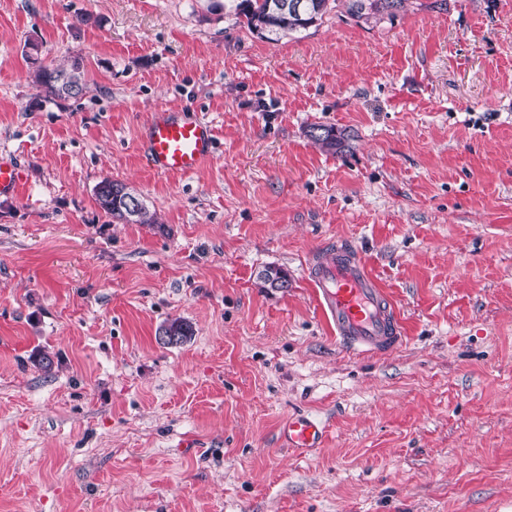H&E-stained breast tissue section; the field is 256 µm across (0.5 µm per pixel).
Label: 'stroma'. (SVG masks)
I'll list each match as a JSON object with an SVG mask.
<instances>
[{
  "mask_svg": "<svg viewBox=\"0 0 512 512\" xmlns=\"http://www.w3.org/2000/svg\"><path fill=\"white\" fill-rule=\"evenodd\" d=\"M77 55L83 95L46 98L35 70ZM161 109L212 121L208 166H148ZM1 154L24 179L0 197V512H512V0L274 43L209 0H0ZM106 177L158 223L105 215ZM337 242L397 350L322 318L306 265ZM296 414L321 448L283 444ZM309 136L322 149L328 151H340L345 146V133L333 126L312 125ZM161 332L169 337L168 342L162 341ZM194 331L192 325L181 317L170 319L159 331V340L166 345H183L193 336Z\"/></svg>",
  "mask_w": 512,
  "mask_h": 512,
  "instance_id": "stroma-1",
  "label": "stroma"
}]
</instances>
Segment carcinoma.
Masks as SVG:
<instances>
[{"label": "carcinoma", "mask_w": 512, "mask_h": 512, "mask_svg": "<svg viewBox=\"0 0 512 512\" xmlns=\"http://www.w3.org/2000/svg\"><path fill=\"white\" fill-rule=\"evenodd\" d=\"M294 0H224L213 8L224 7V14L246 20L248 30L267 41H277L293 33H301L318 25L323 16L333 8H342L347 16L356 22H380L392 20L405 6L406 0H302L300 10L291 7ZM35 81L49 98L67 100L76 98L84 91L85 70L79 57L69 60L65 66L55 68L39 67L35 72ZM309 136L321 148L337 152L344 148L345 133L333 126L313 125ZM129 195L127 187L108 178L95 187L96 201L100 209L112 219L123 223L156 224L158 217L143 202H138L139 214L129 215L125 198ZM272 278L262 281L263 287H288V273L277 267H267ZM161 332L169 337L168 344L182 345L194 335L192 325L181 317L166 322Z\"/></svg>", "instance_id": "cac0c4a2"}]
</instances>
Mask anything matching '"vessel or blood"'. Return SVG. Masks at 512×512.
<instances>
[{"instance_id":"1","label":"vessel or blood","mask_w":512,"mask_h":512,"mask_svg":"<svg viewBox=\"0 0 512 512\" xmlns=\"http://www.w3.org/2000/svg\"><path fill=\"white\" fill-rule=\"evenodd\" d=\"M212 123L185 113H155L143 129V143L151 167L163 174H188L208 163L215 150ZM22 171L0 159V195H15ZM308 276L325 321L339 342L360 354L383 353L403 342L402 321L360 251L340 246L312 259ZM288 447H320L324 427L317 419L298 414L283 423Z\"/></svg>"}]
</instances>
